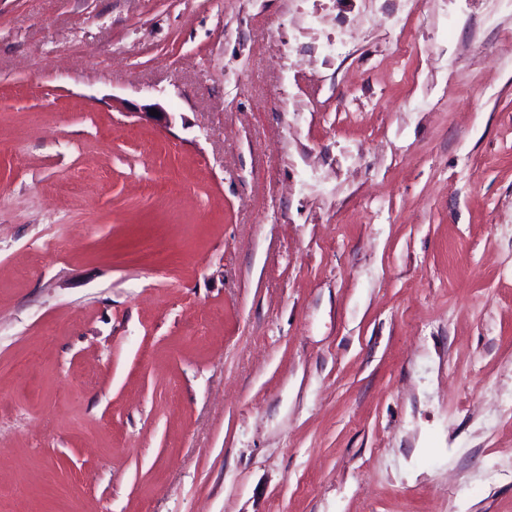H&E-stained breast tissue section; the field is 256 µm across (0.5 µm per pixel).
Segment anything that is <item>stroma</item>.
Listing matches in <instances>:
<instances>
[{"label": "stroma", "instance_id": "1", "mask_svg": "<svg viewBox=\"0 0 512 512\" xmlns=\"http://www.w3.org/2000/svg\"><path fill=\"white\" fill-rule=\"evenodd\" d=\"M0 512H512V0H0Z\"/></svg>", "mask_w": 512, "mask_h": 512}]
</instances>
